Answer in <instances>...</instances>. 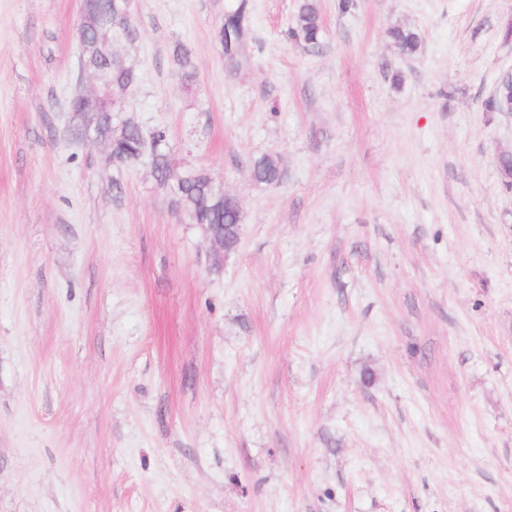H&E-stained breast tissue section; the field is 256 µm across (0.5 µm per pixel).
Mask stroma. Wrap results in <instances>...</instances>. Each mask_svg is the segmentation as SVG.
<instances>
[{
	"label": "stroma",
	"mask_w": 512,
	"mask_h": 512,
	"mask_svg": "<svg viewBox=\"0 0 512 512\" xmlns=\"http://www.w3.org/2000/svg\"><path fill=\"white\" fill-rule=\"evenodd\" d=\"M224 3L137 0L112 45L238 201L221 257L70 138L77 0H0V512H512V0H315L314 47L248 0L235 71ZM253 179L259 183H278L281 178V168L277 157L265 154L256 158L251 165Z\"/></svg>",
	"instance_id": "1"
}]
</instances>
